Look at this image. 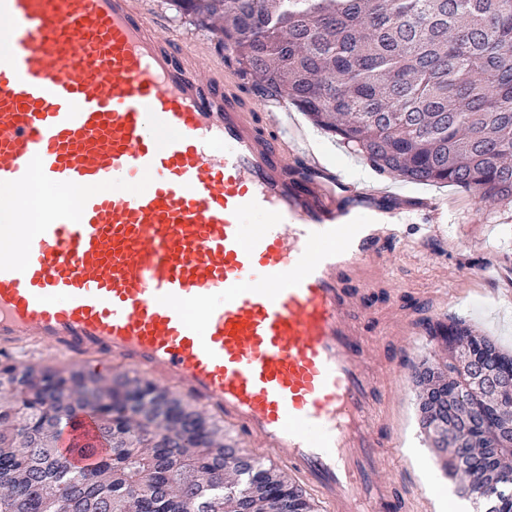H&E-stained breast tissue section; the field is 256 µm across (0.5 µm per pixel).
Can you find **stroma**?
I'll return each instance as SVG.
<instances>
[{
	"mask_svg": "<svg viewBox=\"0 0 512 512\" xmlns=\"http://www.w3.org/2000/svg\"><path fill=\"white\" fill-rule=\"evenodd\" d=\"M141 6L162 25L166 34L188 40L215 62V72L225 91L247 99L258 125L275 101L258 100L251 94L234 68L224 62V48L211 30L190 17L176 13L169 0H139ZM301 128L299 148L314 147L322 165L336 171L350 185L375 181L380 177L372 166L313 125L301 111H293ZM388 206L401 226L402 238L391 244L392 261L382 278L364 292L361 329L369 336L382 335L383 309L396 300L402 312L419 326L414 345L421 357H433L436 344L425 325L427 321L465 319L478 334L493 339L512 354V205L478 203L470 193L448 185L417 184L389 177ZM440 215H433V208ZM439 224L432 233L430 224ZM466 270L469 281H460L458 270ZM396 403L386 412L387 425L404 430L402 447L387 459L388 470L400 477L415 500L417 512H439L440 492L426 486L422 468L434 465L431 448L421 435L413 386L391 380Z\"/></svg>",
	"mask_w": 512,
	"mask_h": 512,
	"instance_id": "35a3bbf8",
	"label": "stroma"
}]
</instances>
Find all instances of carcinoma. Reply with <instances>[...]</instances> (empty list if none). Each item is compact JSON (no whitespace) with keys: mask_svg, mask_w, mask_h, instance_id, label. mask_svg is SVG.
I'll list each match as a JSON object with an SVG mask.
<instances>
[{"mask_svg":"<svg viewBox=\"0 0 512 512\" xmlns=\"http://www.w3.org/2000/svg\"><path fill=\"white\" fill-rule=\"evenodd\" d=\"M211 29L264 99H284L378 172L450 183L512 204V0H171ZM458 346L419 366L420 425L461 497L494 510L512 484V446H463L475 407L495 399L479 345L460 319ZM85 412L111 451L88 468L59 448ZM306 493L224 444L180 398L127 372L0 360V512H311Z\"/></svg>","mask_w":512,"mask_h":512,"instance_id":"carcinoma-1","label":"carcinoma"}]
</instances>
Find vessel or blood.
<instances>
[{"label": "vessel or blood", "mask_w": 512, "mask_h": 512, "mask_svg": "<svg viewBox=\"0 0 512 512\" xmlns=\"http://www.w3.org/2000/svg\"><path fill=\"white\" fill-rule=\"evenodd\" d=\"M0 347L112 363L178 392L283 466L322 512H411L384 466L376 342L354 274L387 265L383 188L299 156L178 55L135 0H0ZM44 195L32 219L20 190ZM96 443L64 427L73 463Z\"/></svg>", "instance_id": "obj_1"}]
</instances>
